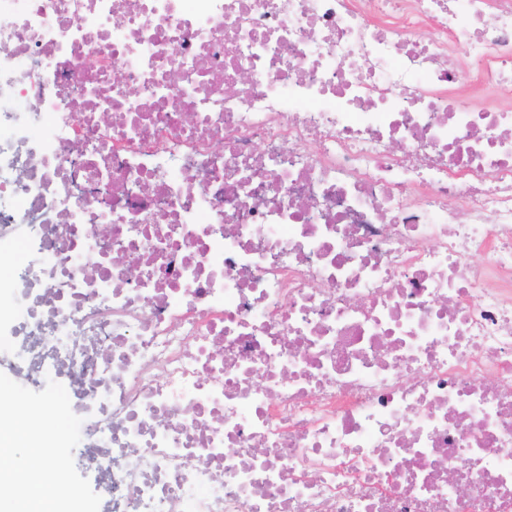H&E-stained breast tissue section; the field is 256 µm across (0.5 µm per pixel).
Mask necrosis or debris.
I'll use <instances>...</instances> for the list:
<instances>
[{"mask_svg": "<svg viewBox=\"0 0 512 512\" xmlns=\"http://www.w3.org/2000/svg\"><path fill=\"white\" fill-rule=\"evenodd\" d=\"M2 126L104 512H512V0H0Z\"/></svg>", "mask_w": 512, "mask_h": 512, "instance_id": "obj_1", "label": "necrosis or debris"}]
</instances>
